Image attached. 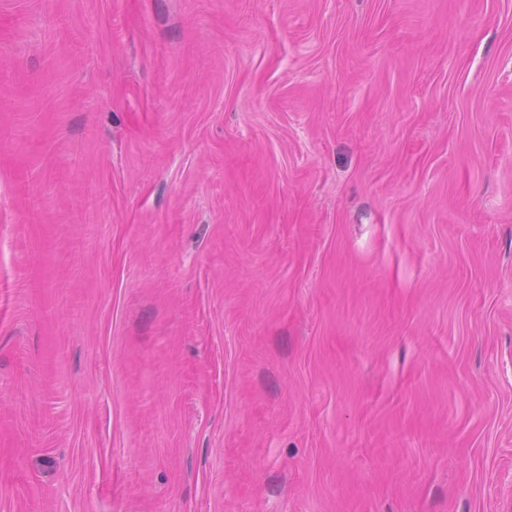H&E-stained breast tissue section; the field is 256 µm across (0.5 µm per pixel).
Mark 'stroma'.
<instances>
[{"label":"stroma","instance_id":"stroma-1","mask_svg":"<svg viewBox=\"0 0 512 512\" xmlns=\"http://www.w3.org/2000/svg\"><path fill=\"white\" fill-rule=\"evenodd\" d=\"M0 512H512V0H0Z\"/></svg>","mask_w":512,"mask_h":512}]
</instances>
